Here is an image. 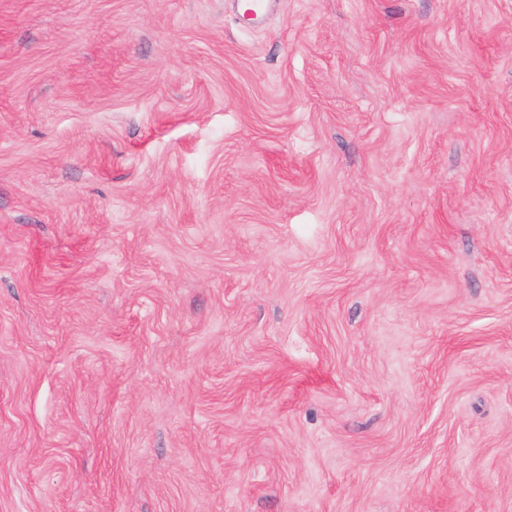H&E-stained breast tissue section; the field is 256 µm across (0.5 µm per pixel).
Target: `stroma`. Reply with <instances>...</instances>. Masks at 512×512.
I'll use <instances>...</instances> for the list:
<instances>
[{
	"label": "stroma",
	"mask_w": 512,
	"mask_h": 512,
	"mask_svg": "<svg viewBox=\"0 0 512 512\" xmlns=\"http://www.w3.org/2000/svg\"><path fill=\"white\" fill-rule=\"evenodd\" d=\"M0 512H512V0H0Z\"/></svg>",
	"instance_id": "obj_1"
}]
</instances>
